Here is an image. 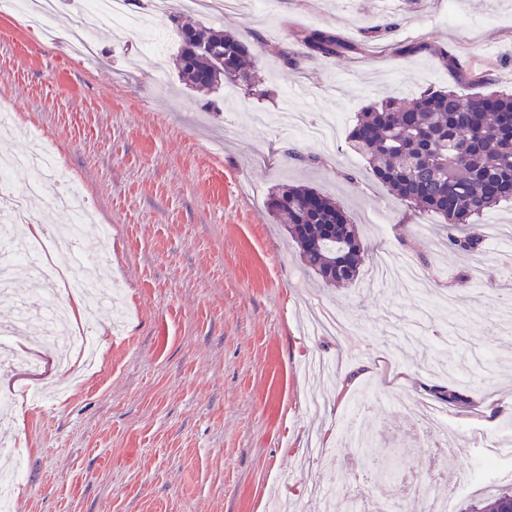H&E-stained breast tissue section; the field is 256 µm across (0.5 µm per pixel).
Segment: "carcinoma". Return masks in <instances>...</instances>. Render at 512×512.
<instances>
[{
    "label": "carcinoma",
    "instance_id": "1",
    "mask_svg": "<svg viewBox=\"0 0 512 512\" xmlns=\"http://www.w3.org/2000/svg\"><path fill=\"white\" fill-rule=\"evenodd\" d=\"M167 17L179 38L174 65L184 84L214 90L226 83L266 95L254 79L249 46L237 34L185 21L172 8ZM293 39L311 57L331 59L358 49L321 29L296 31ZM348 141L396 200L445 221L448 247L456 252L479 253L483 216L512 200V93L448 88L410 100L385 95L359 113ZM268 208L276 223L287 225L313 273L338 287L356 282L365 250L357 225L336 200L308 186L283 184L271 193ZM432 394L450 407L470 403L456 384L436 385ZM509 497L511 486L470 502L465 512H498Z\"/></svg>",
    "mask_w": 512,
    "mask_h": 512
}]
</instances>
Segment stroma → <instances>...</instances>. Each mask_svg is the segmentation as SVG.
I'll list each match as a JSON object with an SVG mask.
<instances>
[{
  "label": "stroma",
  "instance_id": "35a3bbf8",
  "mask_svg": "<svg viewBox=\"0 0 512 512\" xmlns=\"http://www.w3.org/2000/svg\"><path fill=\"white\" fill-rule=\"evenodd\" d=\"M452 9L450 20L433 0H268L255 22L205 17L273 44L304 28L355 43L364 29L386 27L360 51L288 70L250 43L261 98L181 84L167 19L157 22L160 51L104 24L97 56L80 59L67 36L77 0H62L49 38L0 11V104L18 118L11 147L54 148L53 187L89 199L86 250L103 255L120 290L112 305L126 312L119 329L108 314L96 319L95 369L76 358L60 373L40 342L31 269L14 266L0 323L27 310L29 332L15 346L36 356L0 376V392L17 395L0 428V468L23 460L16 512H321V488L360 491L361 460L337 447L362 395L373 411L353 429L393 457L396 475L420 478L416 512L446 498L447 473L463 468L477 479L463 498L495 493L500 482L483 464L491 448L512 443V316L502 314L512 238L485 237L475 260L449 252L441 218L407 210L347 144L378 92L477 93L472 75L482 71L512 87V0H453ZM408 43L429 50L406 60ZM440 49L462 69L444 68ZM290 112L336 114L335 155L287 134ZM285 182L336 199L357 224L365 261L351 287L326 286L274 223L266 201ZM381 251L422 266L424 280L408 290L398 274L377 279ZM323 306L335 309L338 333L314 329ZM450 378L472 403L453 409V425H434L457 450L438 462L411 404L423 385ZM31 383L39 400L19 395ZM317 437L327 443L318 453ZM435 466L442 479L425 484Z\"/></svg>",
  "mask_w": 512,
  "mask_h": 512
}]
</instances>
